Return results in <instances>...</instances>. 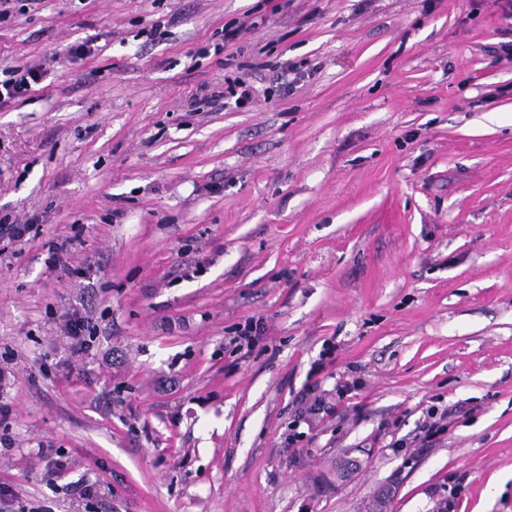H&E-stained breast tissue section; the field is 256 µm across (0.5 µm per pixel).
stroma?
<instances>
[{"label":"stroma","mask_w":512,"mask_h":512,"mask_svg":"<svg viewBox=\"0 0 512 512\" xmlns=\"http://www.w3.org/2000/svg\"><path fill=\"white\" fill-rule=\"evenodd\" d=\"M19 60L0 512H512V0H26ZM0 76V103L7 100L22 98L31 90L33 84L42 79V72L38 66L18 61L14 65L1 70ZM88 318L75 313L68 320L67 328L69 336L72 338V352L73 354H80L87 350L94 342L93 332L89 330ZM88 332V334H87Z\"/></svg>","instance_id":"1"}]
</instances>
